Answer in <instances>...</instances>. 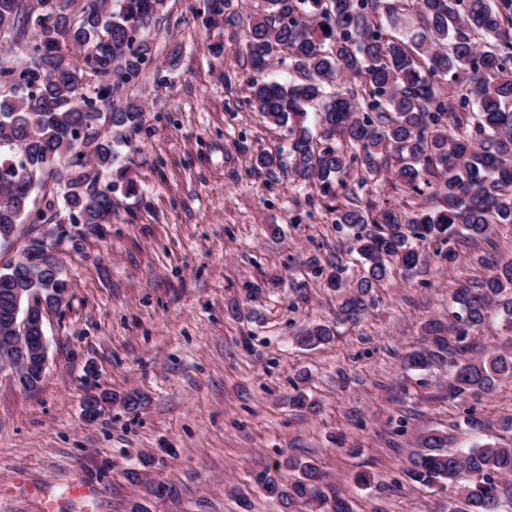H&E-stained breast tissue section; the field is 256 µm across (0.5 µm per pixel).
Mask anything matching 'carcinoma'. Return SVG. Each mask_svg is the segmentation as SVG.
Instances as JSON below:
<instances>
[{
	"mask_svg": "<svg viewBox=\"0 0 512 512\" xmlns=\"http://www.w3.org/2000/svg\"><path fill=\"white\" fill-rule=\"evenodd\" d=\"M0 0V36L16 63L0 60V230L76 219L93 231L112 218V193L137 192L128 168L115 167L116 147L130 146L143 126L136 104L103 113L98 103L138 84L153 59L152 20L165 0ZM231 0H206L208 22L222 16L243 27L250 65L245 105L288 132L282 150L260 151L256 171L282 173L316 186L335 223L355 229L352 245L363 275L347 281L341 258L330 287L340 293L337 318L356 324L373 304V289L399 273L410 279L426 256L414 241L442 245L461 237L492 243L497 224H512V0H258L247 18L227 13ZM288 59L286 81L267 80L270 60ZM322 105L320 139L306 125V107ZM397 159L394 176L413 193L435 188L443 207L401 215L358 205L343 189L352 171L362 186L378 182ZM62 185L34 197L45 175ZM344 197L347 203L338 201ZM40 207H35V202ZM29 288L71 287L38 274ZM13 280H0V336H11ZM460 325L431 319L425 344L404 356L409 369L448 364L452 399L493 393L512 377V353L467 357L468 337L491 315L512 337V260L456 288ZM454 335H448L449 331ZM318 324L296 337L314 350L334 341ZM454 436L428 431L417 441L407 476L423 486L452 489L449 512H512V447L453 451ZM299 472L288 484L266 468L254 481L283 512L326 503L325 512H353L326 474L310 462L287 461Z\"/></svg>",
	"mask_w": 512,
	"mask_h": 512,
	"instance_id": "1",
	"label": "carcinoma"
}]
</instances>
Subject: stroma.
<instances>
[{
	"label": "stroma",
	"instance_id": "stroma-1",
	"mask_svg": "<svg viewBox=\"0 0 512 512\" xmlns=\"http://www.w3.org/2000/svg\"><path fill=\"white\" fill-rule=\"evenodd\" d=\"M203 0H167L151 31L154 62L116 104L145 110L135 148L120 147L133 196L116 195L111 224L62 245L71 299L45 321L49 365L38 391L0 374V512H281L254 472L290 457L315 462L353 512H448V489L405 469L414 441L434 430L457 445H511L512 380L478 400L448 396V366L407 369L430 319H447L459 283L488 273L483 257L512 259V224L493 247L435 248L410 280L375 291L362 322L336 318L339 297L307 261L342 256L358 269L314 186L256 175L259 150L284 131L244 106L247 62L239 28L206 27ZM222 42L221 56L206 46ZM363 204L411 214L439 209L395 178ZM326 324L335 339L295 342ZM95 377H87L88 365ZM138 390L136 409L121 396ZM304 390L317 415L293 406ZM108 392L92 421L83 399ZM475 411L482 429L464 419ZM137 480H130V473Z\"/></svg>",
	"mask_w": 512,
	"mask_h": 512
}]
</instances>
